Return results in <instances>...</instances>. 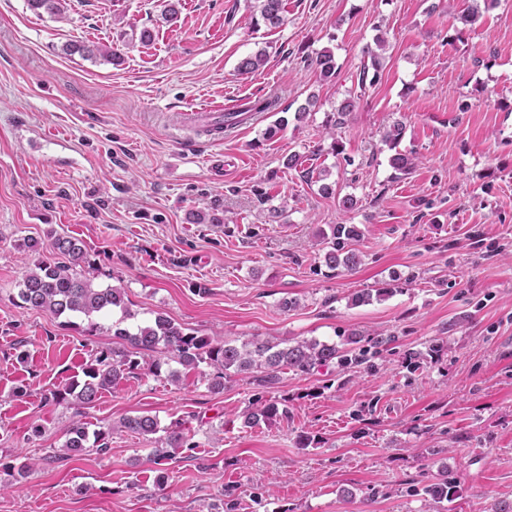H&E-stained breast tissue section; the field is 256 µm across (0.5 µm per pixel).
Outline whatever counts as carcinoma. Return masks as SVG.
<instances>
[{"instance_id":"cac0c4a2","label":"carcinoma","mask_w":512,"mask_h":512,"mask_svg":"<svg viewBox=\"0 0 512 512\" xmlns=\"http://www.w3.org/2000/svg\"><path fill=\"white\" fill-rule=\"evenodd\" d=\"M30 8L38 13L60 16L64 12L62 0H28ZM258 10L252 17L255 27L277 28L284 23L283 0H257ZM367 60L363 61L357 77L358 87L364 89L374 85L383 66L381 56L367 49ZM265 53L243 57L237 66L241 74L257 70ZM321 78L327 80L336 75V60L333 53L324 50L311 59ZM279 105V98L268 96L244 103L241 108L224 114V128L246 123L257 112H272ZM391 166L404 175L415 168V157L397 152L390 159ZM336 239L332 250L325 254V263L331 269L342 267L348 271L356 269L360 263L359 254L344 251V241L361 235L354 224H337L332 229ZM49 248L61 260H41L35 269L26 273L18 282V298L26 309L47 312L56 319H64V324L75 326L82 323L81 332L94 336L102 328L101 318H110L114 312L120 317L111 324L115 345L102 348L82 368L83 377L62 389L51 393L53 402H66L75 409L77 419L67 426L65 441L60 452L54 455L57 460L77 461L91 451L105 454L109 451V437L112 426L89 430L88 423L81 420L83 410L94 406L100 396L118 386L141 369L140 358L147 353L169 356V360L186 370H194L202 364L215 366L220 373L214 376L209 388L218 392L224 389V380L229 371L250 374L253 381L262 388L270 389L280 380L284 370L308 374L318 367L330 364L351 365L367 359L372 349L380 348L385 340L377 336H362L352 333L346 343L360 345L359 353L351 356L348 351L334 344L316 339L297 340L281 347L269 341L255 340L239 346L222 336H202L186 329L164 316H156L154 321L140 324L133 322V313L126 301L125 290L121 287H94L97 272L94 262L84 242L74 236L49 234ZM288 413V400H256L247 410L244 424L247 427L259 426L280 414ZM120 427L131 434L150 437L159 432L165 433L160 439L163 447L153 449V464L156 465L155 482L163 487L167 484V469L164 461L171 457L170 449L187 448L197 445L187 442L179 430L164 428L155 416L148 414L128 415L119 420ZM451 485L444 477L421 488L422 494L437 504L448 500Z\"/></svg>"}]
</instances>
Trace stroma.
<instances>
[{
  "label": "stroma",
  "mask_w": 512,
  "mask_h": 512,
  "mask_svg": "<svg viewBox=\"0 0 512 512\" xmlns=\"http://www.w3.org/2000/svg\"><path fill=\"white\" fill-rule=\"evenodd\" d=\"M175 3L169 22L166 0H65L61 19L0 0V458L31 466L0 512H224L228 491L235 512H436L418 490L444 476L447 512L512 505V0L478 6L471 26L460 17L475 0H284L276 29L251 27L255 0ZM380 38V80L359 88ZM76 40L119 63L69 54ZM261 49L266 63L238 74ZM325 49L328 81L306 63ZM273 93L282 111L223 137L179 127L192 108ZM397 120L393 150L382 136ZM396 150L415 152L411 174L396 177ZM212 206L223 223H190ZM335 224L362 231L355 270L324 262ZM51 230L84 241L97 285L124 288L140 323L163 315L236 345L388 342L358 366L283 371L266 391L238 374L212 392L206 365L176 383L142 373L85 411L90 428L112 424L109 452L50 465L73 416L50 393L113 342L20 307L18 281L50 255L24 241ZM382 286L391 295L351 305ZM437 339L440 360L407 368ZM261 393L288 413L246 427ZM138 413L181 422L196 444L169 460L165 489L155 440L118 425Z\"/></svg>",
  "instance_id": "1"
}]
</instances>
